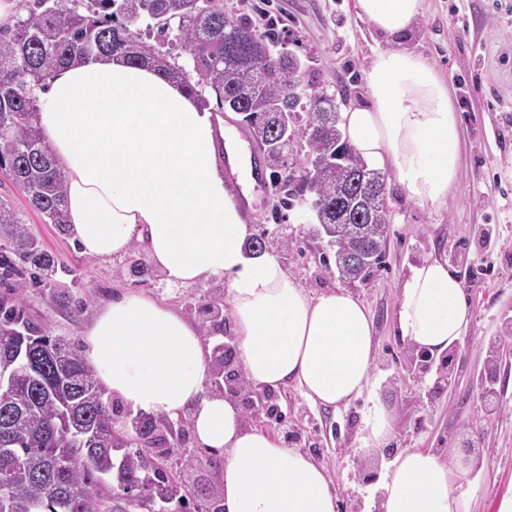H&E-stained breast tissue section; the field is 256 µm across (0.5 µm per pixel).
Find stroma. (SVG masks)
<instances>
[{"label":"stroma","instance_id":"obj_1","mask_svg":"<svg viewBox=\"0 0 512 512\" xmlns=\"http://www.w3.org/2000/svg\"><path fill=\"white\" fill-rule=\"evenodd\" d=\"M356 0H224L229 15L250 14L258 27L267 20L290 52L311 59L328 94L340 110L368 102L365 72L382 39L357 13ZM407 47L425 58L451 85L460 119V170L447 199L420 206L386 171L388 239L381 267L365 281H349L336 269L334 251L317 235L313 215L303 207L277 210L270 175L252 174L260 154L239 114L224 111L226 129L243 146L240 164L227 168L224 181L235 196L254 198L256 210L244 212L253 231H266L282 247L276 255L301 288L312 296L342 289L367 309L373 321V393L393 412L389 437L399 449L422 448L459 457L472 447L469 476L476 493L472 512H497L512 492V372L501 376L496 400H486L478 381L492 340L512 322V0H428ZM0 199L7 200L22 223L55 258L49 279L29 283L21 296L28 312L50 335L64 337L76 351L85 348V328L93 314L124 292L148 295L185 312L198 327L209 323L211 299L227 296L226 278L173 286L160 274L140 279L132 261L147 262L143 249L112 258L83 253L67 231L31 210L22 189L0 176ZM431 258L446 261L465 290L470 322L453 347L455 381L436 391L440 361L429 369L411 364L409 344L398 335L395 317L399 289L411 266ZM65 292L82 311L58 308L52 296ZM276 417L256 411L249 420L277 440L297 434V448L324 467L338 496V512H381L380 483H363L361 459L386 472L391 457L364 449L362 421L369 405L359 399L333 410L313 403L295 385L272 390Z\"/></svg>","mask_w":512,"mask_h":512}]
</instances>
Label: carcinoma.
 Listing matches in <instances>:
<instances>
[{"label":"carcinoma","instance_id":"carcinoma-1","mask_svg":"<svg viewBox=\"0 0 512 512\" xmlns=\"http://www.w3.org/2000/svg\"><path fill=\"white\" fill-rule=\"evenodd\" d=\"M14 25L0 27V173L23 189L29 207L60 227L65 179L47 153L37 125L35 89L63 65L118 56L151 64L181 83L203 106V89L217 107L238 112L254 141L273 145L264 162L278 171L307 165L313 149L308 204L320 230H337L335 261L349 281L365 280L385 256L388 216L384 175L368 167L343 137L340 112L316 69L300 78L290 53L276 70L260 62L281 42L273 25L260 32L245 16H229L224 0H20ZM146 23L160 42L187 52L192 69L148 43L131 26ZM292 115L295 136L275 137L269 114ZM281 203L300 204L298 183L281 182ZM55 266L53 255L0 199V273L20 280L0 296V512H147L153 500L165 512H189L181 479L167 470L185 427L162 416L133 418L109 410L94 371L63 338L50 336L26 312L22 281ZM207 332L224 333V300L215 298ZM224 348L214 347L209 381L224 382ZM214 458L188 457L185 470L217 468Z\"/></svg>","mask_w":512,"mask_h":512}]
</instances>
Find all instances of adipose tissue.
<instances>
[{
	"mask_svg": "<svg viewBox=\"0 0 512 512\" xmlns=\"http://www.w3.org/2000/svg\"><path fill=\"white\" fill-rule=\"evenodd\" d=\"M426 0H356L360 17L398 40ZM370 103L342 115L364 159L391 168L409 197L435 205L460 167L459 119L448 83L422 57L391 49L366 73ZM37 123L65 175L68 232L100 258L142 243L172 285L229 279L224 313L239 365L260 387L296 384L326 407L367 394L373 323L350 293L311 296L276 256L247 255L252 234L215 167L212 112L150 65L101 58L59 68ZM461 282L443 261L413 266L399 294L397 331L439 355L467 330ZM85 358L113 398L169 418L190 413L198 441L223 455L224 512H337L326 472L310 456L246 427L233 399L206 391L212 351L198 326L138 293L96 311ZM461 465L430 450L401 451L386 474L382 512H471Z\"/></svg>",
	"mask_w": 512,
	"mask_h": 512,
	"instance_id": "obj_1",
	"label": "adipose tissue"
}]
</instances>
